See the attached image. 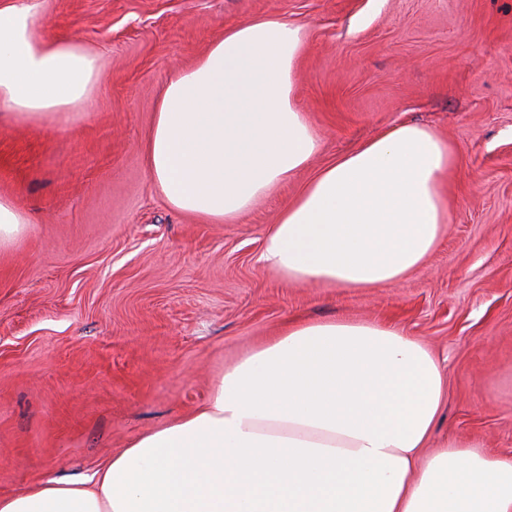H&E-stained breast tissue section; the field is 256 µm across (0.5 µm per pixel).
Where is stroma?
I'll return each instance as SVG.
<instances>
[{
    "label": "stroma",
    "mask_w": 512,
    "mask_h": 512,
    "mask_svg": "<svg viewBox=\"0 0 512 512\" xmlns=\"http://www.w3.org/2000/svg\"><path fill=\"white\" fill-rule=\"evenodd\" d=\"M101 66L88 106L31 127L0 107V195L29 217L0 251V495L88 479L206 401L291 320L393 326L447 376L430 448L512 459V0H39ZM301 27L309 165L230 221L173 209L145 139L159 93L243 21ZM406 120L456 149L438 247L380 288L292 283L264 235L314 174Z\"/></svg>",
    "instance_id": "stroma-1"
}]
</instances>
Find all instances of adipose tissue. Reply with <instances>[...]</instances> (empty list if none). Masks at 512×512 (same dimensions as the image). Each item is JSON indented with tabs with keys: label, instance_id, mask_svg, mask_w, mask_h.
Listing matches in <instances>:
<instances>
[{
	"label": "adipose tissue",
	"instance_id": "1",
	"mask_svg": "<svg viewBox=\"0 0 512 512\" xmlns=\"http://www.w3.org/2000/svg\"><path fill=\"white\" fill-rule=\"evenodd\" d=\"M37 15L0 0V106L62 125L100 69ZM303 49L297 25L255 18L167 80L145 151L172 208L220 224L307 166L320 141L295 101ZM457 162L432 128L394 126L315 174L270 225L261 262L334 288L403 280L446 231ZM445 399L440 363L402 331L293 322L90 479L0 496V512H512V460L453 441L425 453Z\"/></svg>",
	"mask_w": 512,
	"mask_h": 512
}]
</instances>
